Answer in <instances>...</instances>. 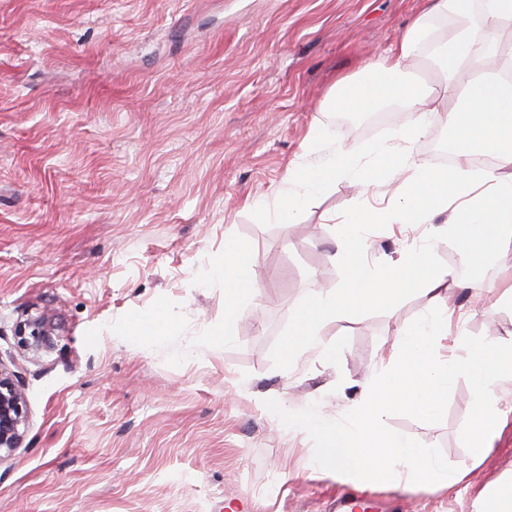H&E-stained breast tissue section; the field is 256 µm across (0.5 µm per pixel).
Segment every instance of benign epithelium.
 I'll list each match as a JSON object with an SVG mask.
<instances>
[{"label": "benign epithelium", "mask_w": 512, "mask_h": 512, "mask_svg": "<svg viewBox=\"0 0 512 512\" xmlns=\"http://www.w3.org/2000/svg\"><path fill=\"white\" fill-rule=\"evenodd\" d=\"M21 345L37 354L49 343V327L43 318L20 326ZM28 410L19 374L0 362V462L22 444Z\"/></svg>", "instance_id": "benign-epithelium-1"}]
</instances>
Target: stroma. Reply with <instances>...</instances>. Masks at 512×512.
<instances>
[{
    "mask_svg": "<svg viewBox=\"0 0 512 512\" xmlns=\"http://www.w3.org/2000/svg\"><path fill=\"white\" fill-rule=\"evenodd\" d=\"M427 0H0V361L23 378L28 423L0 462V512H337L345 495L369 512H473L490 482L512 474L507 422L469 478L451 489L375 483L351 489L315 471L317 442L278 413L308 404L342 418L386 363L394 336L424 310L419 292L395 307L327 323L336 360L309 352L287 367L296 309L321 286L341 285L331 260L332 217L357 203L400 199L394 186L361 192L339 176L296 216L265 219L291 167L328 155L368 159L394 128L323 103L337 82L388 56ZM405 63L438 110L412 146L415 161L448 153L449 108L468 77L446 90L434 43ZM330 138L309 148L312 126ZM424 224H371L369 261L399 258ZM244 241L260 295L237 336L216 344L224 284L212 267L225 236ZM435 265L493 279L447 235ZM166 301L181 323L167 340L110 336L131 312ZM468 315L441 342L512 335V304L497 293L453 296ZM48 317L51 345L23 350L15 330ZM473 394L466 377L434 418L394 410L392 433L470 462Z\"/></svg>",
    "mask_w": 512,
    "mask_h": 512,
    "instance_id": "1",
    "label": "stroma"
}]
</instances>
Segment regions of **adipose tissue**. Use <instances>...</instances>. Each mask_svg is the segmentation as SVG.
<instances>
[{"label": "adipose tissue", "mask_w": 512, "mask_h": 512, "mask_svg": "<svg viewBox=\"0 0 512 512\" xmlns=\"http://www.w3.org/2000/svg\"><path fill=\"white\" fill-rule=\"evenodd\" d=\"M467 5L468 0H430L391 55L342 79L326 102V111L351 114L392 103L408 106L418 118L394 133L403 149L374 146L361 168L344 154L295 167L288 170L272 201L257 204L262 214L290 223L343 173L355 172L365 187L393 181L402 173L407 176L399 204L374 211L357 204L345 216L333 255L346 272L345 280L339 288L315 290L296 310L286 339L289 360L311 351L332 359L336 348L320 339L328 321L395 306L413 289L426 298L425 313L394 336L387 365L366 383L360 402L343 418L326 416L315 406L294 418L319 445L313 469L354 486L383 482L398 487L415 481L450 488L465 481L469 464L448 465L432 448L383 428L384 416L393 409L437 416L459 376L468 377L474 394L475 461L489 453L505 425L498 402L500 391L512 382V340L489 338L468 344L462 356L445 363L437 355L453 315L442 304V290L452 284L480 294L485 282L437 267L427 245L394 261L370 263L364 236L369 224H430L444 213L446 234L468 260L490 267L512 250V52L504 51L498 37L500 30L512 27V0H480L479 22L459 25L437 50L449 78L462 70L471 75L462 107L450 114L456 132L453 167L412 164L408 150L426 134L434 109L430 92L399 82L396 76L430 37L432 18L464 15ZM214 272L224 283V320L212 336L226 342L236 336L243 312L259 293L256 263L247 245L228 235ZM117 333L164 339L178 335L179 324L160 302L127 316Z\"/></svg>", "instance_id": "adipose-tissue-1"}]
</instances>
